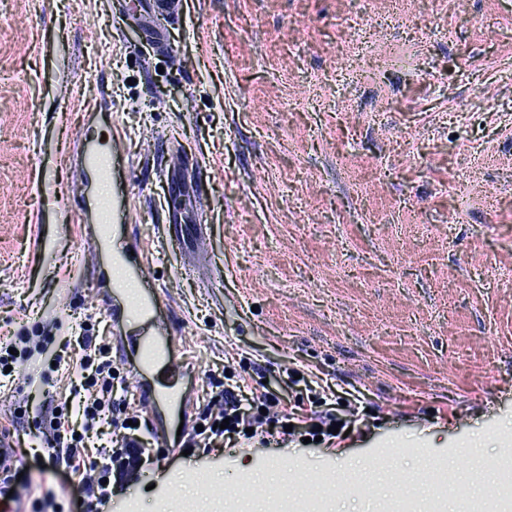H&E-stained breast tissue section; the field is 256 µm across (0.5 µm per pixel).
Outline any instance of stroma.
Segmentation results:
<instances>
[{
    "mask_svg": "<svg viewBox=\"0 0 512 512\" xmlns=\"http://www.w3.org/2000/svg\"><path fill=\"white\" fill-rule=\"evenodd\" d=\"M140 2L0 0V328L68 336L105 312L110 272L73 221L85 131L135 206L113 249L139 244L184 323L195 407L224 363L263 366L282 422L292 367L358 400L330 441L158 447L112 512L184 507L201 472L222 476L223 512H512V486L461 479L512 458V0H182L166 55L131 31ZM170 140L185 219L208 227L198 251L163 225L153 155ZM47 364L0 386L24 512L49 488L78 496L13 417L44 397ZM296 464L305 485L264 491L261 472Z\"/></svg>",
    "mask_w": 512,
    "mask_h": 512,
    "instance_id": "stroma-1",
    "label": "stroma"
}]
</instances>
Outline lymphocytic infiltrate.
Wrapping results in <instances>:
<instances>
[{
    "label": "lymphocytic infiltrate",
    "instance_id": "1",
    "mask_svg": "<svg viewBox=\"0 0 512 512\" xmlns=\"http://www.w3.org/2000/svg\"><path fill=\"white\" fill-rule=\"evenodd\" d=\"M109 330L103 320L84 318L78 335L63 337L51 359L65 373L63 395H46L39 405V434L55 466L82 473L81 512H104L112 490L136 478L150 461L147 422L134 411L120 373L113 365ZM216 396L195 417L181 447L220 448L245 429L262 431L264 418L254 405L268 409L276 400L247 392L240 383L210 378Z\"/></svg>",
    "mask_w": 512,
    "mask_h": 512
}]
</instances>
